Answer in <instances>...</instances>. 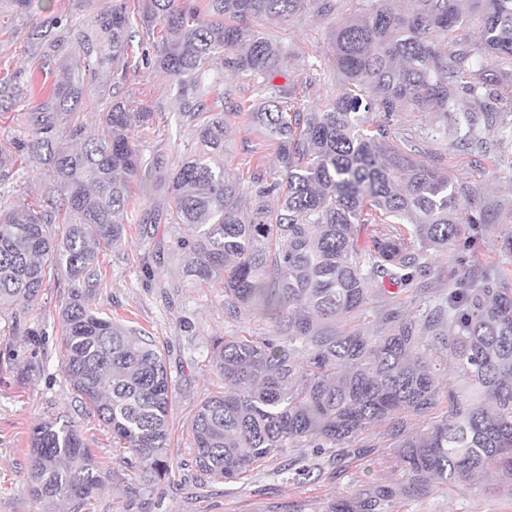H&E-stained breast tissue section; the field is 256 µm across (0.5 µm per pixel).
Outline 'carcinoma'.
<instances>
[{
    "mask_svg": "<svg viewBox=\"0 0 512 512\" xmlns=\"http://www.w3.org/2000/svg\"><path fill=\"white\" fill-rule=\"evenodd\" d=\"M370 2L333 33L331 68L341 93L328 107L304 109L290 102V87L273 84L284 59L251 24L303 10L326 19L337 14V0H116L93 16L96 35H78L81 70L65 71L28 113L30 154L54 166L45 208L11 201L14 158L0 154V315L13 333H24L45 282L67 283L64 374L112 441L156 476L169 468L162 457L174 392L164 354L150 337L89 308L102 286L99 255L123 239L136 181L167 201L141 214L140 233L180 225L185 279L222 283L233 320L262 313L272 322L266 336L213 340L210 367L224 390L205 399L192 421L202 474L232 482L286 448H312L323 461L288 463L293 480L330 467L339 478L378 448L366 432L384 424L402 482L370 486L329 512H390L400 495L462 487L490 469L512 484L507 274L461 283L415 317L390 304L372 326L340 336L335 328L336 319L388 299L389 286L406 285L427 253L448 249L460 234L454 182L411 141L390 139L385 121L399 112H438L450 150L508 146L489 139L481 113L496 111L485 92L489 59H512V0ZM134 16L148 28L161 24L153 66L175 82L179 127L199 143L184 159L157 153L147 163L133 142V125L154 117L131 111L120 93ZM466 27L473 36L448 48V31ZM65 41L49 42L34 57L36 70ZM224 68L261 77L270 89L245 119L275 145L271 176L259 164L247 182L224 170V113L207 107L210 72ZM107 72L120 74L108 90L101 83ZM464 94L473 107L462 111ZM94 95L109 99V109L100 133L85 138L83 104ZM63 125L77 147L57 142ZM51 209L62 216L59 232L48 229ZM450 370L463 389L442 391ZM444 399L446 409L431 420ZM104 475L74 426L53 420L34 428L31 497L85 512Z\"/></svg>",
    "mask_w": 512,
    "mask_h": 512,
    "instance_id": "1",
    "label": "carcinoma"
}]
</instances>
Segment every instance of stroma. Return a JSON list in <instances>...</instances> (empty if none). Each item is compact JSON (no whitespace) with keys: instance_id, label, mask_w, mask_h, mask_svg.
<instances>
[{"instance_id":"35a3bbf8","label":"stroma","mask_w":512,"mask_h":512,"mask_svg":"<svg viewBox=\"0 0 512 512\" xmlns=\"http://www.w3.org/2000/svg\"><path fill=\"white\" fill-rule=\"evenodd\" d=\"M112 0H32L28 9H15L0 0V85L10 88L0 98V148L11 150L19 174L13 180L18 199L39 205L51 183L49 166L18 151L26 141V114L38 103L39 87H51L64 68L80 62L78 45L68 42L63 52L37 74V89L25 76L38 34L61 17L73 33L92 29L97 10ZM335 17L318 21L302 13L280 24L261 22L257 31L288 57V79L298 82L296 101L312 108L331 102L336 78L328 67L332 31L338 20L368 8V0H340ZM262 81L255 76L224 71L208 104L221 111L228 125L224 167L234 177H249L250 151L261 146L264 170L273 173L276 151L264 143L259 128L240 117V110L257 104ZM122 90L133 108L149 107L153 122L136 127L134 142L144 158L158 147L172 157L189 152L193 137L178 130L173 80L152 67L128 72ZM392 134L406 133L423 151L425 160L445 169L464 188L460 198L459 240L448 252L432 254L427 269L404 286L398 295L403 311L421 313L428 304L444 298L459 282L504 268L512 270V257L501 250L503 238L512 234V151L484 154L448 148L444 120L436 112H401L393 118ZM154 199L135 190L128 209L122 242L106 250L101 265L103 285L91 306L153 336L166 355L175 383L169 406V441L166 459L171 471L165 479L145 480L131 464L126 449L115 447L111 431L82 405L61 367L59 309L66 286L43 288L27 317V335H13L0 318V512H68L67 504L54 509L26 491L30 466V441L40 423L61 418L87 438L92 453L108 477L92 500L89 512H292L299 503L304 512H325L329 502L356 495L376 483L402 480L393 449L378 451L352 465L340 478L323 475L299 483L284 473L289 460L312 456V449L289 448L242 479L217 483L203 480L192 465L191 423L197 404L221 387L212 372L211 341L220 336H264L270 321L260 314L239 320L224 313V287L210 282L189 284L181 277L182 257L175 249L181 231L174 224L153 226L151 236L139 235L137 220ZM486 220L470 223L474 212ZM391 512H512V497L499 489L494 473L458 489L439 486L424 496L404 495L394 500Z\"/></svg>"}]
</instances>
